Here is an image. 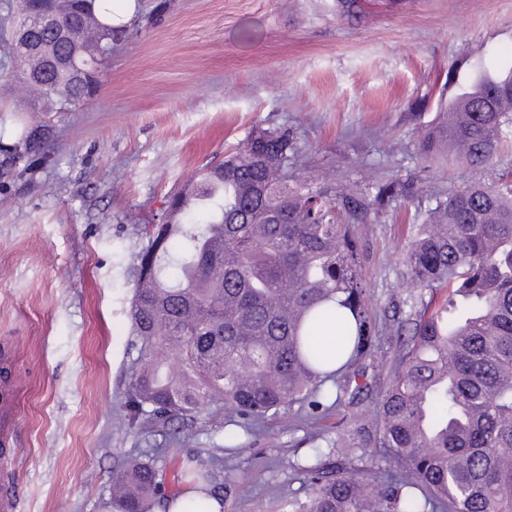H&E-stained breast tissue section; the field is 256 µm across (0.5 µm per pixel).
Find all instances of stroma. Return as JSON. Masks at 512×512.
<instances>
[{
  "mask_svg": "<svg viewBox=\"0 0 512 512\" xmlns=\"http://www.w3.org/2000/svg\"><path fill=\"white\" fill-rule=\"evenodd\" d=\"M511 59L512 0H140L78 111L0 112L9 133L51 127L49 163L0 176V406L16 415L0 423V484L12 512H106L114 462L160 443L113 430L137 356L126 311L138 229L195 169L277 129L297 141L289 185L410 181V196L357 227L384 315L435 195L512 175V141L484 169L420 154L439 97ZM350 428L332 417L311 440L293 408L250 436L212 404L163 475L219 448L234 483L224 512H289L309 495L301 466Z\"/></svg>",
  "mask_w": 512,
  "mask_h": 512,
  "instance_id": "35a3bbf8",
  "label": "stroma"
}]
</instances>
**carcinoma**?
I'll list each match as a JSON object with an SVG mask.
<instances>
[{
    "label": "carcinoma",
    "mask_w": 512,
    "mask_h": 512,
    "mask_svg": "<svg viewBox=\"0 0 512 512\" xmlns=\"http://www.w3.org/2000/svg\"><path fill=\"white\" fill-rule=\"evenodd\" d=\"M105 0H6L0 68L35 92L17 111L71 112L94 86L77 67L103 66L126 30L99 18ZM49 11L65 38L37 27ZM442 120L423 158L490 166L512 126V62L475 74L440 100ZM48 131L26 125L0 142V173L49 160ZM297 143L259 130L193 175L166 200L161 221L143 224L136 286L127 310L137 358L116 413L121 436L189 427L212 403L247 433L298 406L312 424L351 411L354 428L301 468L311 494L292 512H512V185L471 184L441 195L413 225L408 307L384 337L364 284L355 225L379 218L411 192L391 177L374 187H288ZM327 329L337 333L329 347ZM386 381L370 393L360 362L384 345ZM170 439L112 471L123 512H152L164 482L156 463ZM382 448L384 464L356 466L344 453ZM196 471L216 494L230 490L219 449Z\"/></svg>",
    "instance_id": "1"
}]
</instances>
